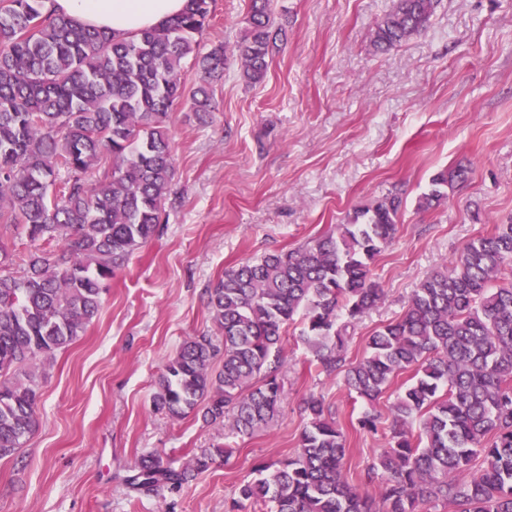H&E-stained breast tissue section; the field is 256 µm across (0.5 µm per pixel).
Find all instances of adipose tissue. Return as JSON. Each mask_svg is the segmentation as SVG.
Returning <instances> with one entry per match:
<instances>
[{"label": "adipose tissue", "instance_id": "obj_1", "mask_svg": "<svg viewBox=\"0 0 512 512\" xmlns=\"http://www.w3.org/2000/svg\"><path fill=\"white\" fill-rule=\"evenodd\" d=\"M189 0H53V9L117 35L158 26L184 12Z\"/></svg>", "mask_w": 512, "mask_h": 512}]
</instances>
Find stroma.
<instances>
[{"label": "stroma", "mask_w": 512, "mask_h": 512, "mask_svg": "<svg viewBox=\"0 0 512 512\" xmlns=\"http://www.w3.org/2000/svg\"><path fill=\"white\" fill-rule=\"evenodd\" d=\"M249 0H214L201 50L234 51ZM395 0H271L287 39L262 83L230 60L202 121L174 111L172 193L156 235L115 269L98 316L41 365L37 431L0 460V512H228L255 468L291 456L303 398L336 408L348 448L345 473L369 500L380 483L367 468L386 433L360 429L362 404L340 377L321 372L300 338L283 337L288 360L280 416L249 438L191 414L155 412V382L190 336H217L206 290L247 258L298 248L384 194L404 204L396 237L375 261L385 300L351 329L347 356L397 318L427 274L463 247L512 222V0H439L428 25L391 50L372 45ZM468 181L421 211L431 177L456 164ZM217 445L232 448L181 488L134 492L139 459L160 453L179 468Z\"/></svg>", "instance_id": "35a3bbf8"}]
</instances>
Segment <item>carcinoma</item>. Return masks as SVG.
I'll use <instances>...</instances> for the list:
<instances>
[{
  "instance_id": "cac0c4a2",
  "label": "carcinoma",
  "mask_w": 512,
  "mask_h": 512,
  "mask_svg": "<svg viewBox=\"0 0 512 512\" xmlns=\"http://www.w3.org/2000/svg\"><path fill=\"white\" fill-rule=\"evenodd\" d=\"M46 3L0 0V224L42 243L18 277L0 245V459L38 426V363L80 336L115 268L162 223L175 167L167 126L185 98V61L200 73L190 93L200 118L215 110L227 62L221 42L199 50L213 0H190L168 23L121 36ZM437 3L396 0L375 28L376 50L425 30ZM270 5L250 0L236 46L250 84L265 79L286 38ZM106 161L103 178L90 180ZM467 178L462 165L438 171L418 208L440 206ZM402 204L390 192L304 247L224 270L207 290L223 348L188 337L159 375L155 411L193 412L251 437L280 414L281 340L298 315L320 370L367 405L411 373L389 408V448L367 472L381 479V509L348 481L344 435L313 395L301 402L299 448L242 483L239 502L271 503L272 512H420L441 500L452 512H512V223L425 276L403 313L367 337L366 355L347 357L349 329L383 298L372 264L394 240ZM232 453L218 446L179 469L149 454L130 485L176 489Z\"/></svg>"
}]
</instances>
